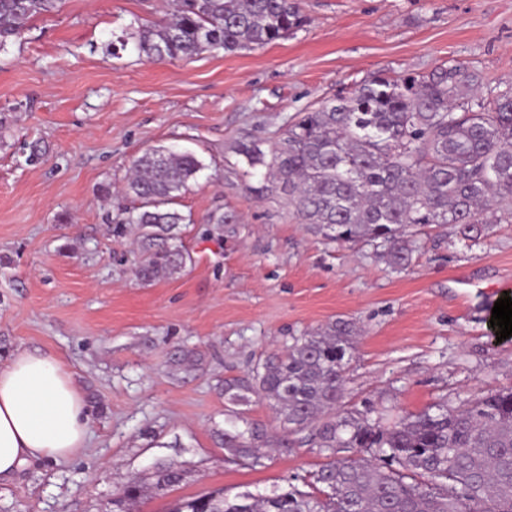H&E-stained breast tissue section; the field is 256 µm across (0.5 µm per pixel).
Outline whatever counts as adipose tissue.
<instances>
[{
	"mask_svg": "<svg viewBox=\"0 0 512 512\" xmlns=\"http://www.w3.org/2000/svg\"><path fill=\"white\" fill-rule=\"evenodd\" d=\"M89 434L83 395L55 356L20 349L0 364V481L34 460L71 458Z\"/></svg>",
	"mask_w": 512,
	"mask_h": 512,
	"instance_id": "1",
	"label": "adipose tissue"
}]
</instances>
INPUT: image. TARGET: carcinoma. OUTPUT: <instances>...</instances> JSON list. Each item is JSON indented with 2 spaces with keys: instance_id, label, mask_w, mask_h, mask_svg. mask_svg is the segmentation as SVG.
Instances as JSON below:
<instances>
[{
  "instance_id": "obj_1",
  "label": "carcinoma",
  "mask_w": 512,
  "mask_h": 512,
  "mask_svg": "<svg viewBox=\"0 0 512 512\" xmlns=\"http://www.w3.org/2000/svg\"><path fill=\"white\" fill-rule=\"evenodd\" d=\"M62 0H0V49L33 17ZM297 0H172L160 22L141 24L137 48L149 60L205 51L254 50L303 27ZM482 77L457 65L403 83L377 75L319 106L297 113L271 148L265 190L278 193L332 243L364 242L392 269L408 267L415 225L453 224L465 239L512 219V84L490 99L477 96ZM249 165L265 164L258 144L240 143ZM202 164L188 152L149 149L136 157L125 194L140 202L121 211L138 226L151 282L186 261L174 244L185 216L170 205ZM352 323L337 319L266 357L249 380L224 382V448L261 464L264 426L236 406L253 393L288 425L291 435L329 457L311 491L229 499L211 491L170 512H512V387L461 407L434 405L387 420L344 408ZM183 480L174 465L156 471V485Z\"/></svg>"
}]
</instances>
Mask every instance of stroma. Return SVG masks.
Wrapping results in <instances>:
<instances>
[{
	"instance_id": "stroma-1",
	"label": "stroma",
	"mask_w": 512,
	"mask_h": 512,
	"mask_svg": "<svg viewBox=\"0 0 512 512\" xmlns=\"http://www.w3.org/2000/svg\"><path fill=\"white\" fill-rule=\"evenodd\" d=\"M307 25L256 50L150 62L141 23L170 0H63L0 50V362L56 356L89 409L90 441L66 462H32L0 483V512H133L221 489L268 494L319 469V448L227 462L225 380L294 338L344 319L359 329L344 403L417 413L512 386V337L489 310L512 295V220L467 240L451 224L410 227L411 265L330 243L265 190L242 141L269 150L296 112L378 74L428 76L456 63L490 98L512 82V0H299ZM41 156L29 161L32 148ZM203 164L176 207L185 266L142 282L138 229L113 234L133 160L152 148ZM232 210L235 224L206 223ZM194 359L178 364L179 355ZM182 482L158 488V466Z\"/></svg>"
}]
</instances>
